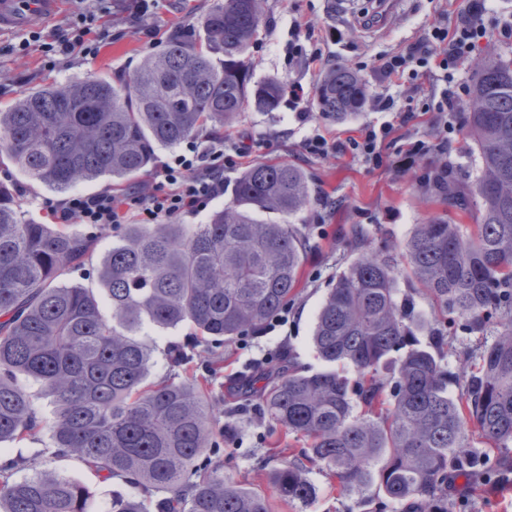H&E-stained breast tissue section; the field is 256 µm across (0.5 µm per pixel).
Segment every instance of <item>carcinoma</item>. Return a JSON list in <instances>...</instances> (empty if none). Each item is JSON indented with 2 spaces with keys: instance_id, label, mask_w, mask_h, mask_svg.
I'll use <instances>...</instances> for the list:
<instances>
[{
  "instance_id": "carcinoma-1",
  "label": "carcinoma",
  "mask_w": 512,
  "mask_h": 512,
  "mask_svg": "<svg viewBox=\"0 0 512 512\" xmlns=\"http://www.w3.org/2000/svg\"><path fill=\"white\" fill-rule=\"evenodd\" d=\"M261 23L260 0H224L200 19L204 41L175 31L128 78L31 89L0 109V158L61 193L99 179L120 187L151 169L159 150L217 133L250 105L275 111L283 86L253 84L245 58ZM471 95L490 105L467 118L475 187L448 180V214L415 225L399 256L363 255L335 275L312 336L332 368L276 363L231 380L234 392L262 398L273 426L308 444L306 463L275 471L285 504L313 497L310 465L330 470L349 495L375 484L413 512H449L450 472L484 486L512 474V57L485 62ZM366 97L342 66L316 86L318 111L334 120ZM311 193L301 168L256 164L207 223L122 224L98 254L105 228L24 222L0 183V444L34 442L43 428L19 376L55 405L50 448L0 458V512H93L87 486L36 469L46 452L140 491L116 492L108 512H272L215 460L224 428L206 386L173 373L150 380L156 348L144 329L192 326L194 336L167 348L173 370L194 361L210 370L225 345L260 337L299 284L306 244L288 219ZM458 211L477 212L476 224L462 230ZM75 273L97 288L69 283ZM417 286L477 337L500 319L466 375L443 363L440 322L429 326V345L417 340ZM472 434L482 447L470 446Z\"/></svg>"
}]
</instances>
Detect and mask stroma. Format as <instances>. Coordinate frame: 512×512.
<instances>
[{"label":"stroma","instance_id":"35a3bbf8","mask_svg":"<svg viewBox=\"0 0 512 512\" xmlns=\"http://www.w3.org/2000/svg\"><path fill=\"white\" fill-rule=\"evenodd\" d=\"M217 0H144L137 13L115 0L101 22L111 36L96 56L46 55L37 50L16 52L19 32L0 35V107L24 91L47 83H64L88 75L118 79L135 73L155 53L174 28L197 26L201 16ZM364 0H261L265 19L247 60L253 80L270 79L282 84H302L314 89L321 75L342 64L353 71L369 93L382 86L372 67L376 56L405 49L424 36L439 8L437 0H399L384 25L363 28L360 8ZM315 30L319 43H312L308 30ZM321 48V60L309 64L305 55ZM308 121L300 123L294 107L281 101L273 112L248 108L231 124L224 137L235 140L246 135L261 136L264 147L252 163L285 160L301 167L313 189L306 207L293 219L307 244V258L301 269V285L288 305V320L270 323L261 337L245 338L226 345L224 360L209 380V387L221 407L219 422L236 423L237 432L221 445L224 474L232 482L255 489L274 500V512H373L379 497L369 492L358 499L341 492L335 476L312 470L309 479L315 497L305 503L284 506L276 503L273 474L283 462L302 458L307 445L303 439L283 434L264 419L259 396L236 397L228 391V380L251 368L255 361L268 360L292 351L299 365L315 370L325 364L315 354L311 334L317 309L327 285L336 272L358 256L371 252L399 253L414 225L445 216L441 197L419 180V169L399 174L388 166L376 167L352 155L316 158L301 146L312 128L337 136L375 123L381 113L362 108L341 123L318 112L308 101ZM0 181L12 189L23 218L49 223V209L62 201L60 193L32 183L11 165L0 164ZM449 345L445 364L455 373L468 372L469 358L478 353L479 343L463 330L461 321L448 316L444 321ZM40 469L61 471L89 485L96 512H105L112 498L113 484L96 480L83 464L44 456ZM448 501L453 512H512V483L491 484L473 491L471 483L448 480Z\"/></svg>","mask_w":512,"mask_h":512}]
</instances>
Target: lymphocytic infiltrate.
Listing matches in <instances>:
<instances>
[{
  "label": "lymphocytic infiltrate",
  "mask_w": 512,
  "mask_h": 512,
  "mask_svg": "<svg viewBox=\"0 0 512 512\" xmlns=\"http://www.w3.org/2000/svg\"><path fill=\"white\" fill-rule=\"evenodd\" d=\"M106 37L102 27L83 20L62 31L29 32L19 41L18 48L24 53L35 46L40 51L63 56L77 53L93 57ZM487 37L483 13L473 7L466 13L457 12L454 22L440 21L431 25L426 37L409 45L405 51L379 56L374 71L388 82L390 89L373 96L372 103L375 111L394 113L395 121L365 125L358 136L344 139L316 130L303 139L304 151L318 158L349 153L377 165L383 161L381 147L396 127L414 125L424 118L442 137H449L463 120L458 107L464 90L459 67ZM422 74L432 76L439 83L438 96L418 112L398 108L393 87ZM255 147L256 142L250 136L231 142L220 136L211 137L203 145L193 140L171 161L163 163L140 190L120 195L109 191L76 193L51 207L50 215L57 224L105 227L139 215L154 221H168L185 213H195L223 196L225 172L251 157Z\"/></svg>",
  "instance_id": "1"
}]
</instances>
